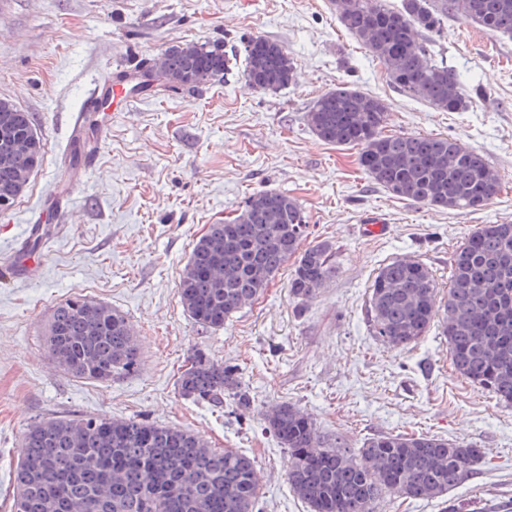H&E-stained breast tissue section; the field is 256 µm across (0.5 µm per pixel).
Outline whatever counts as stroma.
<instances>
[{
  "label": "stroma",
  "mask_w": 512,
  "mask_h": 512,
  "mask_svg": "<svg viewBox=\"0 0 512 512\" xmlns=\"http://www.w3.org/2000/svg\"><path fill=\"white\" fill-rule=\"evenodd\" d=\"M255 36L293 57V85L257 90L239 61L192 90L140 92L126 110L99 113L108 130L98 163L67 184L69 119L92 79L137 71L175 44L219 43L231 52ZM435 53L466 85L480 86L473 108L443 112L398 92L341 27L333 0H0V98L31 114L44 144L27 190L0 212V264L25 225L43 223L48 238L30 255L29 275L0 277V512H11L26 428L61 415L191 430L254 460L258 512H309L289 488L286 449L264 429L266 411L281 402L307 413L328 445L414 433L479 448L481 460L444 498L389 494L375 512H512V406L455 372L440 324L403 350L382 344L369 326L368 290L383 264L423 262L444 299L454 250L481 225L512 223V37L449 18ZM344 83L384 101L387 133L453 137L483 155L501 193L479 209L450 210L371 183L358 148L326 143L307 126L314 98ZM64 185L72 206L57 226L45 200ZM265 189L300 204L310 225L304 247L332 244L336 272L300 301L286 263L223 328L199 327L179 296L192 246ZM371 218L388 233L365 232ZM77 295L127 318L137 371L109 382L77 379L48 356L49 316ZM194 347L238 367L249 408L218 412L179 394L178 372Z\"/></svg>",
  "instance_id": "stroma-1"
}]
</instances>
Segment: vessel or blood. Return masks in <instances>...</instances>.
Segmentation results:
<instances>
[{"instance_id":"obj_1","label":"vessel or blood","mask_w":512,"mask_h":512,"mask_svg":"<svg viewBox=\"0 0 512 512\" xmlns=\"http://www.w3.org/2000/svg\"><path fill=\"white\" fill-rule=\"evenodd\" d=\"M129 95V77L117 71L96 79L69 126L70 153L66 166L70 179H77L92 170L99 158L97 147L86 144L85 132L104 101L119 102Z\"/></svg>"}]
</instances>
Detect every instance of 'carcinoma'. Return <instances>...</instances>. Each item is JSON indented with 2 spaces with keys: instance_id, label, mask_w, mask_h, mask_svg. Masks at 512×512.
<instances>
[{
  "instance_id": "cac0c4a2",
  "label": "carcinoma",
  "mask_w": 512,
  "mask_h": 512,
  "mask_svg": "<svg viewBox=\"0 0 512 512\" xmlns=\"http://www.w3.org/2000/svg\"><path fill=\"white\" fill-rule=\"evenodd\" d=\"M340 24L384 65L400 91L433 107L460 112L471 105L458 71L435 57L425 35L442 32L444 17L512 35V0H333ZM246 80L264 92L292 85L296 67L283 47L262 37L243 43ZM166 80L195 88L224 78L229 58L217 45L181 44L162 55ZM0 131L27 143L7 168L0 193L17 200L26 185L19 171L35 169L42 142L29 113L8 99ZM321 140L360 148L364 174L385 191L415 203L448 209L483 207L501 183L479 153L456 139L387 135L385 103L343 86L318 96L307 113ZM227 225L199 237L180 279L184 310L202 328L218 329L256 300L293 255L288 282L298 300L313 297L336 270L327 244L297 250L308 235L301 206L274 190L252 194ZM512 288V224H484L451 257L448 302L442 317L455 371L512 404V303L494 295ZM437 286L418 260L393 259L379 268L367 298L371 331L392 349L418 343L433 324ZM49 356L72 376L110 381L138 367L130 325L112 307L83 298L57 305L47 323ZM178 390L188 400L221 409L250 405L233 366L200 349L187 357ZM266 429L288 450L286 475L293 494L311 512H374L386 493L405 499L440 498L460 484L480 451L434 435L378 434L361 448L321 445L313 420L282 402L264 415ZM259 482L254 460L217 450L185 429L135 419L110 421L59 416L26 431L13 474L12 512H256Z\"/></svg>"
}]
</instances>
